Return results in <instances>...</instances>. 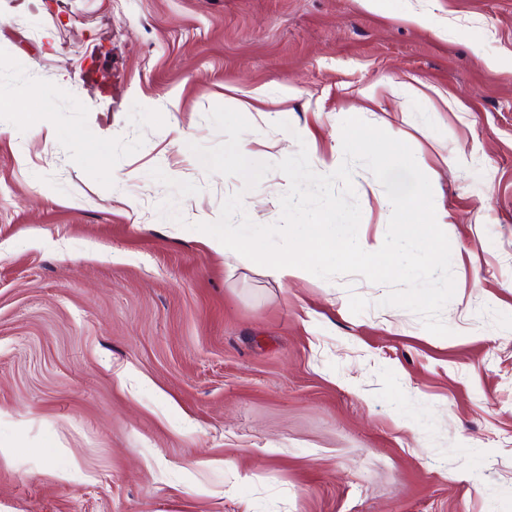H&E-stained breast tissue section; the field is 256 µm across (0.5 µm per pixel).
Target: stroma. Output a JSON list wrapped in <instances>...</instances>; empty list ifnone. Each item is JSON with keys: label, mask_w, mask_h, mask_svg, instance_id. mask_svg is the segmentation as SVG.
Returning a JSON list of instances; mask_svg holds the SVG:
<instances>
[{"label": "stroma", "mask_w": 512, "mask_h": 512, "mask_svg": "<svg viewBox=\"0 0 512 512\" xmlns=\"http://www.w3.org/2000/svg\"><path fill=\"white\" fill-rule=\"evenodd\" d=\"M1 97L0 512H512V0H0ZM218 105L273 165L342 154L350 117L406 142L450 335L387 285L211 249L244 187L189 149ZM156 167L200 188L180 221Z\"/></svg>", "instance_id": "35a3bbf8"}]
</instances>
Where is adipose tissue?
Segmentation results:
<instances>
[{
    "mask_svg": "<svg viewBox=\"0 0 512 512\" xmlns=\"http://www.w3.org/2000/svg\"><path fill=\"white\" fill-rule=\"evenodd\" d=\"M303 235L305 239L316 240V250L285 253L272 259L257 253L229 224L225 225L223 234L210 239L209 245L216 251L243 255L257 261L263 265L269 276L281 283L306 279L313 264L322 262L330 256L347 263H356L379 255L385 250L381 242L353 241L324 232L322 226L318 224L305 225Z\"/></svg>",
    "mask_w": 512,
    "mask_h": 512,
    "instance_id": "ef3b65f1",
    "label": "adipose tissue"
}]
</instances>
